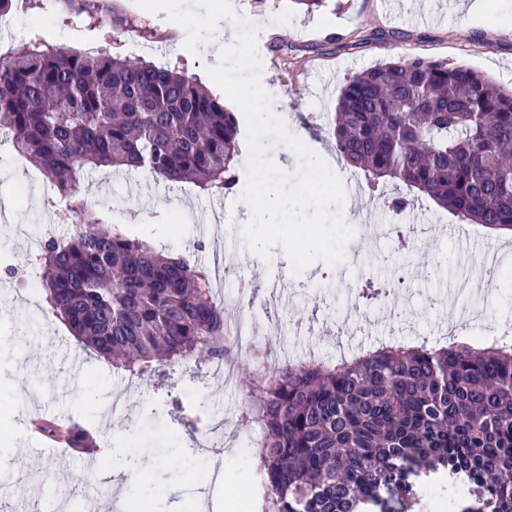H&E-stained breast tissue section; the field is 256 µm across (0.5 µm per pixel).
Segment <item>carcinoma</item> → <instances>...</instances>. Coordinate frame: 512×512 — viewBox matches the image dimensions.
<instances>
[{
  "instance_id": "carcinoma-1",
  "label": "carcinoma",
  "mask_w": 512,
  "mask_h": 512,
  "mask_svg": "<svg viewBox=\"0 0 512 512\" xmlns=\"http://www.w3.org/2000/svg\"><path fill=\"white\" fill-rule=\"evenodd\" d=\"M84 17L85 0H58ZM111 33L156 36L147 17L90 16ZM336 153L369 186L389 180L465 224L512 230V88L420 56L349 77L332 119ZM0 133L74 208L65 237L35 258L51 314L82 347L154 378L229 353L210 273L165 254L79 200L89 170L148 171L203 194L237 191L238 118L183 63L68 50L29 34L0 56ZM245 423L258 427L250 512H410L423 485L469 488L462 512H512V338L382 344L353 358L245 372ZM68 446L91 454L86 428Z\"/></svg>"
}]
</instances>
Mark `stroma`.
Wrapping results in <instances>:
<instances>
[{
    "instance_id": "1",
    "label": "stroma",
    "mask_w": 512,
    "mask_h": 512,
    "mask_svg": "<svg viewBox=\"0 0 512 512\" xmlns=\"http://www.w3.org/2000/svg\"><path fill=\"white\" fill-rule=\"evenodd\" d=\"M235 2L238 14L259 27L261 80L275 113L287 118L289 132L316 152H335L325 127L346 78L391 59L420 55L464 65L512 87V0H503L493 13L471 12L473 0H330L328 8L311 14L298 10L292 0ZM415 14L427 16V23H412ZM13 18L12 26L0 25V42L35 31L62 47L78 43L94 50L102 45L97 28L86 21L67 22L55 0L14 12ZM151 20L157 38L115 35L113 53L158 64L182 60L188 75L211 86L206 72L215 63L211 45L189 53L183 27L162 12ZM333 170L343 183H356L359 192L358 198H347L342 210L356 231L346 253L359 263L331 267L315 262L303 275L319 280L320 290L271 297L286 344L310 361L325 352L350 357L363 345L430 338L448 317L452 292L466 279L474 286L463 303L486 311L466 337L484 339L512 329V232L468 224L448 234L446 228L456 218L432 201L422 198L395 211L387 195L369 190L342 162H335ZM44 179L15 154L10 139L0 140V254L8 260L38 247L50 219ZM81 197L110 223L149 236L159 249L196 248L197 262L205 267H212L215 252H222L225 269L237 275L246 294H266L271 273L293 275L281 247H273L267 260L248 250L241 228L251 212L238 196L224 199V240L218 244L205 240L202 232L215 199L200 195L192 185H169L145 171L95 170L84 176ZM392 218L414 226L410 242L393 236L372 248L371 228ZM488 251L503 257L493 303L478 284L481 270L476 266ZM397 278L412 297L408 318L391 314L390 302L357 295L361 282L383 291ZM244 367V361H237L233 377L221 380L207 376L203 367L179 366L165 388L149 379L129 378L84 350L47 314L39 288L0 280V406L8 410L0 416V475L6 477L0 482V512H41L43 505L52 504L53 491L64 486L73 494L58 512H84L90 504L101 512L111 497L89 480V471L131 467L143 478L121 485L125 501L152 491L160 512H184V502L173 496L175 489L201 481L205 472L204 461L191 456L187 444L212 415L223 416L229 434L224 440V486L214 492L207 509L224 512V499L237 497L250 472L251 449L233 432L246 400ZM21 416L81 424L101 449L91 455L63 452L64 464L56 466L49 449L35 446L28 428L16 425Z\"/></svg>"
}]
</instances>
